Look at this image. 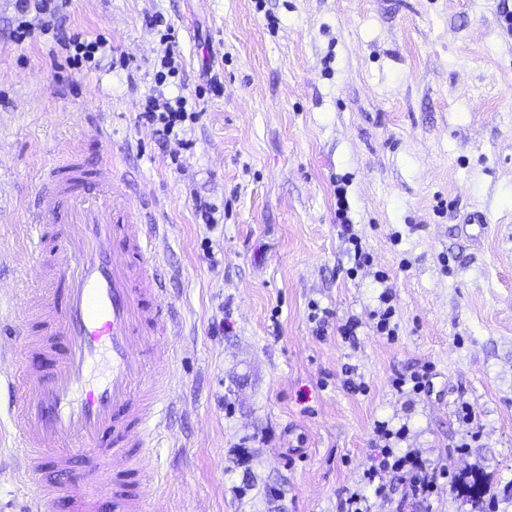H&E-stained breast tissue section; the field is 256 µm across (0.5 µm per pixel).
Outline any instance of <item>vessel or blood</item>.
<instances>
[{
  "label": "vessel or blood",
  "instance_id": "vessel-or-blood-1",
  "mask_svg": "<svg viewBox=\"0 0 512 512\" xmlns=\"http://www.w3.org/2000/svg\"><path fill=\"white\" fill-rule=\"evenodd\" d=\"M142 214L126 205L111 160L86 165L73 149L38 174L27 226L42 260L45 287L28 289L20 344L62 350L50 371L24 370L8 384L9 417L20 470L38 482L37 503L72 512H146L155 482L151 448L172 390L174 353L159 349L167 330L158 299L165 288L158 231L142 233ZM64 285L56 302L49 284ZM109 354L103 383L88 388L100 351Z\"/></svg>",
  "mask_w": 512,
  "mask_h": 512
}]
</instances>
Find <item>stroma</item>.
I'll list each match as a JSON object with an SVG mask.
<instances>
[{
    "mask_svg": "<svg viewBox=\"0 0 512 512\" xmlns=\"http://www.w3.org/2000/svg\"><path fill=\"white\" fill-rule=\"evenodd\" d=\"M506 6L71 0L60 38L108 45L80 71L47 36L17 42V4L0 0V312H19L39 262L25 208L58 151L81 147L89 165L110 153L132 206L166 227L178 334L156 512H344L354 492L370 512H474L448 484L474 474L486 512H512ZM169 32L180 70L161 83ZM158 92L202 109L180 139L138 120ZM340 185L360 265L336 218ZM387 285L391 340L373 316ZM427 364L429 395L393 387ZM381 421L405 431L396 455L442 472L431 497L404 499L391 481L382 500L365 483ZM17 469L8 425L0 512H30L37 495Z\"/></svg>",
    "mask_w": 512,
    "mask_h": 512,
    "instance_id": "stroma-1",
    "label": "stroma"
}]
</instances>
